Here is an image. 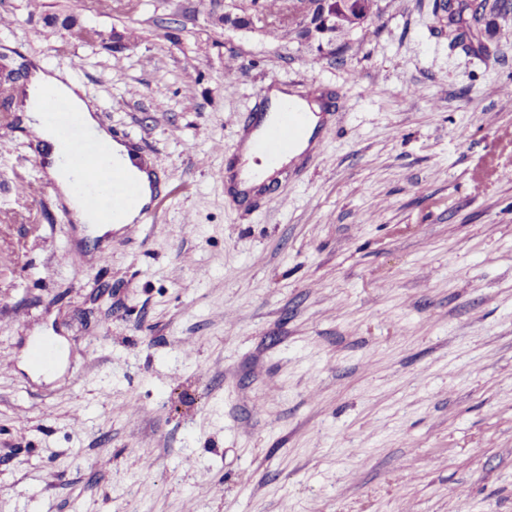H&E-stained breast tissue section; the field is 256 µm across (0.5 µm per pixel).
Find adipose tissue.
Returning a JSON list of instances; mask_svg holds the SVG:
<instances>
[{"label": "adipose tissue", "instance_id": "adipose-tissue-1", "mask_svg": "<svg viewBox=\"0 0 512 512\" xmlns=\"http://www.w3.org/2000/svg\"><path fill=\"white\" fill-rule=\"evenodd\" d=\"M25 92L23 122L39 138L42 152L46 157L47 175L72 212L76 223L96 224L94 216L85 210L81 198L75 190L76 174L65 162V157L69 152V142L57 134L43 112V97L49 92L65 98L74 111L82 113L85 124L95 129L98 138L107 143L109 154L121 167L125 168L131 178L139 181L143 200H150L156 187L155 174L151 165L142 163L138 153L122 143L113 141L108 131L100 127L94 107L84 99L83 90L78 84L74 83L67 75L48 68L44 63L38 61L31 68ZM267 98L269 112H276L279 103L290 101L308 114L305 132L284 160L285 165L288 166L299 163L303 156L317 145L314 134L320 130L323 124L325 107L322 102L307 99L301 96L298 90L281 85L272 87L267 93Z\"/></svg>", "mask_w": 512, "mask_h": 512}]
</instances>
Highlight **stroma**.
Here are the masks:
<instances>
[{"label":"stroma","instance_id":"35a3bbf8","mask_svg":"<svg viewBox=\"0 0 512 512\" xmlns=\"http://www.w3.org/2000/svg\"><path fill=\"white\" fill-rule=\"evenodd\" d=\"M441 2L381 0L337 50L292 0H0V65L81 58L164 180L150 223L92 235L26 192L0 85V512H512V15L456 44ZM312 81L342 107L287 206L226 198L259 93Z\"/></svg>","mask_w":512,"mask_h":512}]
</instances>
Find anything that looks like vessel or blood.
<instances>
[{"label":"vessel or blood","mask_w":512,"mask_h":512,"mask_svg":"<svg viewBox=\"0 0 512 512\" xmlns=\"http://www.w3.org/2000/svg\"><path fill=\"white\" fill-rule=\"evenodd\" d=\"M43 104L50 123L56 126L70 143L68 165L79 175L77 190L88 210L101 222L116 220L123 211L139 208L140 223H148L151 213L140 207L138 185L129 180L122 168L107 166L106 147L83 124L80 113L56 95H45ZM308 122V116L295 104L282 103L274 120L260 128L253 143L254 149L276 168L282 157L291 150Z\"/></svg>","instance_id":"obj_1"}]
</instances>
